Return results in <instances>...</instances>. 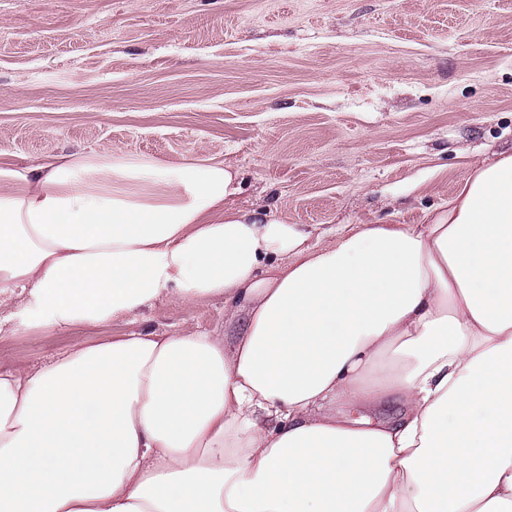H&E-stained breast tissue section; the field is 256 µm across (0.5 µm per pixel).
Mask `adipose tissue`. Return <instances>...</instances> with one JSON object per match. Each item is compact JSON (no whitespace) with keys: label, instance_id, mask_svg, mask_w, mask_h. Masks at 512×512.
Returning <instances> with one entry per match:
<instances>
[{"label":"adipose tissue","instance_id":"ef3b65f1","mask_svg":"<svg viewBox=\"0 0 512 512\" xmlns=\"http://www.w3.org/2000/svg\"><path fill=\"white\" fill-rule=\"evenodd\" d=\"M0 181V330L215 298L241 325L0 358V512H512V152L424 223L317 243L236 208L214 158L49 155Z\"/></svg>","mask_w":512,"mask_h":512}]
</instances>
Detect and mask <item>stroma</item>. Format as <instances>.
Returning a JSON list of instances; mask_svg holds the SVG:
<instances>
[{"mask_svg": "<svg viewBox=\"0 0 512 512\" xmlns=\"http://www.w3.org/2000/svg\"><path fill=\"white\" fill-rule=\"evenodd\" d=\"M511 149L512 0H0V168L216 157L240 174L237 207L318 235L421 223ZM196 327L232 335L223 300L21 331L0 357L26 370L82 342Z\"/></svg>", "mask_w": 512, "mask_h": 512, "instance_id": "35a3bbf8", "label": "stroma"}]
</instances>
